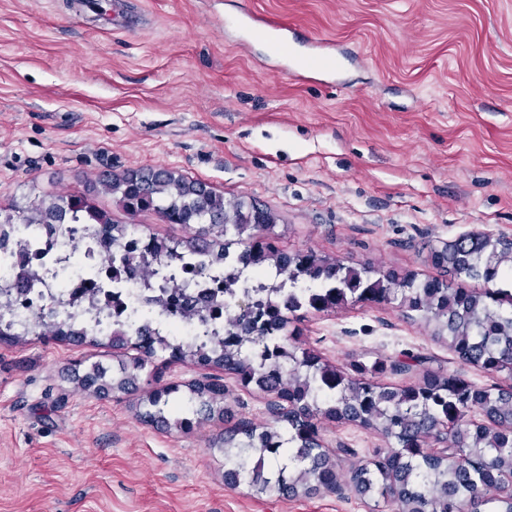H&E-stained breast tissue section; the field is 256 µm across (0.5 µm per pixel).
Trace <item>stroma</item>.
Wrapping results in <instances>:
<instances>
[{
  "label": "stroma",
  "mask_w": 512,
  "mask_h": 512,
  "mask_svg": "<svg viewBox=\"0 0 512 512\" xmlns=\"http://www.w3.org/2000/svg\"><path fill=\"white\" fill-rule=\"evenodd\" d=\"M0 0V208L91 192L139 233L194 229L130 213L102 173L165 169L225 200L268 209L283 251L435 277L431 249L461 235L512 237V0ZM270 18L323 42L332 68L238 48L232 20ZM288 330L332 363L390 386L431 371L481 385L423 323L392 305L302 313ZM108 337L0 341V512H396L350 490L288 498L224 484V416L271 422L269 393L223 374L191 429L143 422L150 369L126 393L93 365L135 357ZM413 356L397 374L393 361ZM340 474L382 447L321 421Z\"/></svg>",
  "instance_id": "1"
}]
</instances>
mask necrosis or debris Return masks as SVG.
Masks as SVG:
<instances>
[{
    "label": "necrosis or debris",
    "instance_id": "necrosis-or-debris-1",
    "mask_svg": "<svg viewBox=\"0 0 512 512\" xmlns=\"http://www.w3.org/2000/svg\"><path fill=\"white\" fill-rule=\"evenodd\" d=\"M108 254L91 224L73 225L53 238L41 224L13 225L0 243V322L22 329L39 313L107 335L119 321L129 332L147 325L184 343L203 335L205 326L223 327L234 303L224 289L223 266L189 254L175 265L151 260L145 276L116 278ZM23 267L37 278L19 292L12 284ZM177 287L206 307L208 325L166 310L164 302Z\"/></svg>",
    "mask_w": 512,
    "mask_h": 512
}]
</instances>
